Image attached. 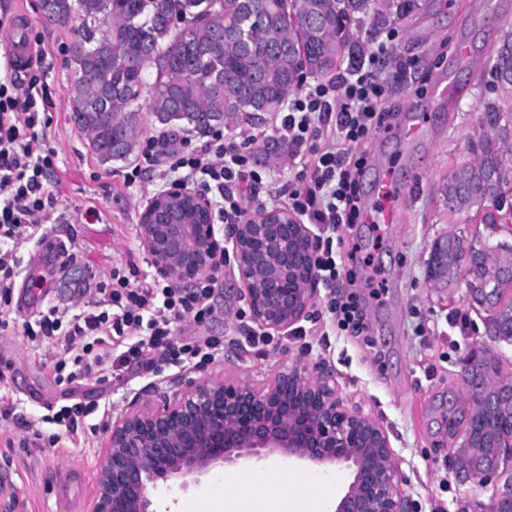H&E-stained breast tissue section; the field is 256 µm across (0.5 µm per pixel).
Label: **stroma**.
<instances>
[{
  "label": "stroma",
  "mask_w": 512,
  "mask_h": 512,
  "mask_svg": "<svg viewBox=\"0 0 512 512\" xmlns=\"http://www.w3.org/2000/svg\"><path fill=\"white\" fill-rule=\"evenodd\" d=\"M27 19V33L39 37L48 69L45 112L51 122L49 144L55 151L50 179L55 204L42 226L45 237L64 242L76 252L67 266L45 267L36 240L21 236L0 241L14 247L22 263L15 279L14 320L0 330V471L6 472L25 504L26 512H43L59 488H69L88 512L97 479L98 452L107 435L98 427L104 404L113 415L159 402L189 382L221 378L262 385L283 366L326 365L335 374L344 403L370 412L389 435L401 461L404 488L413 512H480L493 485L460 484L451 470L448 450L461 434L465 407L461 395L465 361L483 345L485 316L469 306L463 283L435 282L431 256L435 244L456 231L468 237L503 240L512 226L478 223L474 212L448 210L445 189L451 173L472 160L469 150L487 103L503 110L512 125V91L495 86L490 75L493 52L512 35V0H418V7L393 21L399 32L393 51L379 75L385 85L382 111L392 113L388 130L373 133L358 146L366 157L361 197L370 217L342 231L343 245L334 247L339 275L318 289L295 326L269 332L253 341L256 326L238 278L234 257L224 260V278L209 300L210 315L201 322L193 315L174 326L179 342L215 338L222 349L214 360L155 372L133 364L124 380L108 370L67 384L57 381L47 358L73 362L63 346L35 345L25 334L26 322L55 305L73 313L92 309L94 286L112 267L134 261L142 274L158 273L138 233L147 201L166 183L153 177L124 186L131 163H101L87 135L71 119L67 89L75 75L69 53L81 33V21L62 26L44 24L40 0H0V18ZM470 59L459 61V46ZM449 75L463 88L454 103L438 100L436 78ZM419 125L417 136L406 134ZM224 136L240 151L253 153L254 139H280L278 115L254 112L248 120L224 126ZM252 178L241 182L247 217L261 210L282 208L296 182L292 159L255 158ZM95 207L101 217L87 223L83 212ZM392 212L394 223L382 221ZM356 259H349V252ZM355 295L366 330L353 336L330 318L332 298ZM81 404L87 415L77 432L46 422L48 408ZM218 473H210L187 488L158 490V512L167 506L186 507L219 494Z\"/></svg>",
  "instance_id": "obj_1"
}]
</instances>
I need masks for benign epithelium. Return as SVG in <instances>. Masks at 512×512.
<instances>
[{
    "instance_id": "1",
    "label": "benign epithelium",
    "mask_w": 512,
    "mask_h": 512,
    "mask_svg": "<svg viewBox=\"0 0 512 512\" xmlns=\"http://www.w3.org/2000/svg\"><path fill=\"white\" fill-rule=\"evenodd\" d=\"M219 220L205 195L173 185L148 200L139 234L156 270L176 284H188L211 271ZM230 239L253 322L275 332L296 324L316 291L314 232L288 210L274 208L236 225ZM507 253L502 248L488 255L482 287L466 288L473 307L485 309L500 283L512 280ZM462 274L471 283L468 262L449 256L438 280L450 283ZM501 320L488 315L485 335L493 344H511L512 334L500 331ZM468 380L463 433H501L507 441L505 467L477 470L454 452L455 475L462 484L495 480L486 510L504 512L501 494L512 491V419L488 420L484 413L505 400L512 405V380L500 379L493 390L487 377ZM273 456L323 470L352 468L334 512H409L386 430L362 409L344 405L331 370L300 365L282 368L261 388L203 379L163 396L159 404L118 416L100 450L89 512H157L152 490L160 482L197 481L217 468ZM0 512H25L1 476Z\"/></svg>"
}]
</instances>
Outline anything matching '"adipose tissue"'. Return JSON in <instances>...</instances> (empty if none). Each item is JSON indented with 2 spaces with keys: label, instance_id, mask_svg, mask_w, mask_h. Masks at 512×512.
I'll return each mask as SVG.
<instances>
[{
  "label": "adipose tissue",
  "instance_id": "obj_1",
  "mask_svg": "<svg viewBox=\"0 0 512 512\" xmlns=\"http://www.w3.org/2000/svg\"><path fill=\"white\" fill-rule=\"evenodd\" d=\"M239 483L237 472H225L222 512H327L338 486L336 477L325 476L318 479L314 493L296 492L289 489L287 475L277 467L268 470L266 481L255 492H239Z\"/></svg>",
  "mask_w": 512,
  "mask_h": 512
}]
</instances>
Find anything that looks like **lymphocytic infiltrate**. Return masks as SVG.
Segmentation results:
<instances>
[{
	"instance_id": "1",
	"label": "lymphocytic infiltrate",
	"mask_w": 512,
	"mask_h": 512,
	"mask_svg": "<svg viewBox=\"0 0 512 512\" xmlns=\"http://www.w3.org/2000/svg\"><path fill=\"white\" fill-rule=\"evenodd\" d=\"M395 37L392 30L380 34L375 52L367 64L354 68L350 79L335 86L320 82L308 86L281 118L280 129L292 157L300 158L303 145L311 147L288 195L289 209L304 223L333 232L362 221L360 177L366 158L356 148L385 124L387 115L378 109L385 87L376 70L390 54ZM44 97L37 81L24 87L18 84L12 63L0 68V228L11 234L38 231L53 206L54 195L45 177L54 165L55 152L48 144L49 125L39 120L37 111V102ZM141 155V165L125 174V184H134L146 170L182 186L211 183L222 199L219 213L225 223L236 224L243 218L235 189L249 158L225 143L221 130L210 132L205 144L191 151L175 148L161 155L149 143ZM223 274L224 259L219 256L209 275L183 289L141 279L135 263L116 266L108 279L96 285L98 310L74 315L69 308L51 307L36 316L27 334L32 341L61 342L69 349L82 344L83 353L75 360L82 376L97 372L106 361L116 373L132 362L150 367L157 352L187 364L199 356L211 359L219 349L217 342L178 344L172 326L188 313L199 321L209 315L207 300ZM132 332L138 333V340L113 353L114 337Z\"/></svg>"
}]
</instances>
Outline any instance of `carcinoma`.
Here are the masks:
<instances>
[{
	"label": "carcinoma",
	"mask_w": 512,
	"mask_h": 512,
	"mask_svg": "<svg viewBox=\"0 0 512 512\" xmlns=\"http://www.w3.org/2000/svg\"><path fill=\"white\" fill-rule=\"evenodd\" d=\"M418 0H53L62 13L82 18L86 54L68 88L72 118L102 163L126 162L137 147V115L148 103L162 127L200 133L254 109L273 112L299 85L301 71L330 74L342 60L354 63L366 45L351 32L355 23L376 26L400 19ZM177 14L176 29L168 16ZM494 81L512 89V41L494 50ZM107 83L111 116L90 106ZM489 104L482 125L494 135L473 142L475 159L456 168L445 193L448 211H482L503 205L500 169L508 125ZM489 240L448 234V250L466 253L480 274ZM481 435L462 452L473 463L495 455Z\"/></svg>",
	"instance_id": "1"
}]
</instances>
